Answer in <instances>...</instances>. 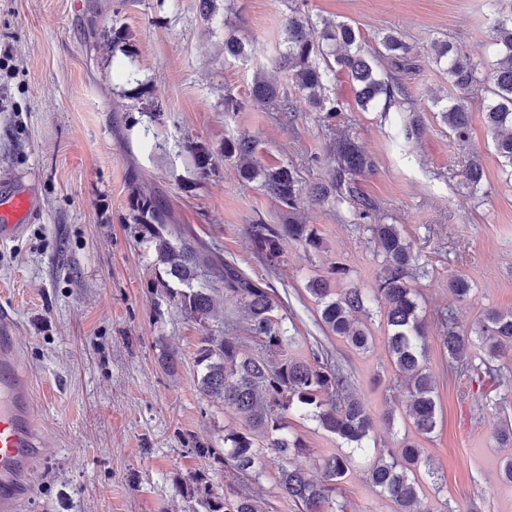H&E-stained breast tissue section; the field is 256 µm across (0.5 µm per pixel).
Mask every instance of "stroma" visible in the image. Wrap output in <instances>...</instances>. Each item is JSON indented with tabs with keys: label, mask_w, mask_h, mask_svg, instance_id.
Instances as JSON below:
<instances>
[{
	"label": "stroma",
	"mask_w": 512,
	"mask_h": 512,
	"mask_svg": "<svg viewBox=\"0 0 512 512\" xmlns=\"http://www.w3.org/2000/svg\"><path fill=\"white\" fill-rule=\"evenodd\" d=\"M299 5L313 20L352 24L366 48L378 47L387 31L410 45L407 85L421 107L420 138L405 140V113L358 109L342 73L326 84L327 96L344 106L333 128L297 90L289 92L291 119L252 98L256 72L269 69ZM232 36L250 49L248 59H225ZM437 40L453 41L489 72L487 0H214L207 15L199 0H0V48L11 55L0 69V174L35 175L41 209L23 236L0 243V308L16 321L22 367L50 436L24 512H205L188 487L197 474L215 496L240 490L267 512H298L276 494V464L244 485L208 454L242 421L201 392L198 349L225 324L244 326V312L220 283L203 322L169 296L155 250L133 220L142 184L164 201L173 223L271 283L296 338L284 356L309 358L319 342L351 368L373 419L371 438L384 448L397 447L411 428L405 383L387 358L386 307L367 303L361 320L374 340L359 352L322 326L307 285L342 263L351 283L373 288L381 258L369 227L397 225L428 271L416 287L437 426L419 440L435 474L421 503L435 512H512V486L499 477L512 448L492 437L512 420V355L500 360L497 378L452 375L437 320L449 311L468 328L485 309L512 311V177L487 130V86L469 93L467 142L442 122L440 107L459 92L433 59ZM121 68L134 82L118 77ZM229 96L238 102L232 111ZM339 127L373 161L357 187L375 210L363 218L349 200L304 196L292 217L314 229L319 248L285 243L280 265L268 267L248 228L291 217L260 181L245 182L225 160V139L252 136L262 167L293 165L309 187L327 181ZM199 145L212 154L206 174L193 154ZM474 154L484 169L475 189L465 180ZM452 275L470 281L466 300L449 293ZM287 422L310 450L311 475L347 450L310 418L293 414ZM342 493L349 512L395 510L359 469Z\"/></svg>",
	"instance_id": "35a3bbf8"
}]
</instances>
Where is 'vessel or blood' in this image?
Instances as JSON below:
<instances>
[{
    "label": "vessel or blood",
    "mask_w": 512,
    "mask_h": 512,
    "mask_svg": "<svg viewBox=\"0 0 512 512\" xmlns=\"http://www.w3.org/2000/svg\"><path fill=\"white\" fill-rule=\"evenodd\" d=\"M39 215L34 180L0 178V242L21 236ZM17 325L0 310V512H22L35 487L46 437L36 419L33 386L20 367Z\"/></svg>",
    "instance_id": "obj_1"
}]
</instances>
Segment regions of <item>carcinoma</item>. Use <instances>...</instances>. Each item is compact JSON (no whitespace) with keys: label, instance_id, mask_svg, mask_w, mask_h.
Instances as JSON below:
<instances>
[{"label":"carcinoma","instance_id":"1","mask_svg":"<svg viewBox=\"0 0 512 512\" xmlns=\"http://www.w3.org/2000/svg\"><path fill=\"white\" fill-rule=\"evenodd\" d=\"M494 12L491 41L497 60L490 73L493 99L485 109V119L504 166L512 168V0H490ZM311 19L300 9L291 11L285 24L283 48L273 61V68L288 75L294 87L305 93L308 101L327 123L336 121L343 105L324 95L325 81L336 70L344 71L356 83V103L366 111L394 106L409 113L406 137H419L423 132L420 115L404 79L409 49L392 32L383 35L381 44L390 59L391 69L381 74L378 60L360 43L359 32L348 23H325L317 37ZM436 62L444 63L452 85L468 93L476 86L478 67L451 43L435 46ZM224 55L245 59L248 51L243 42L224 41ZM251 96L274 104L281 112L294 111L293 100L281 83L259 73L255 76ZM443 123L456 139H469L470 112L465 98L460 97L443 107ZM255 142L246 135L224 141V158L235 159L241 175L252 180L262 178V185L280 208L293 215L299 208L303 187L294 169L282 165L260 170L254 161ZM372 167V160L348 135L336 137L329 166V180L314 189L318 199L329 196L355 197L362 211L375 208L374 203L359 196L356 177ZM135 223L141 226L142 238L154 246L157 261L163 266L168 281L177 287L169 289L181 306L199 320L212 311L211 287L224 285L231 297L243 304L247 313L244 336H205L199 349L198 362L204 365L201 390L209 397L224 401L242 418L240 429L224 434V455L217 459L224 470L237 479L258 478L264 472L268 457L278 462V495L300 507V512H348V502L339 484L354 466L355 455L367 448L372 419L362 398L356 392L350 374L324 348L311 350V358L273 359L269 353L296 343L288 335L282 318L276 315L277 304L271 286L244 275L237 266L227 263L207 244L199 241L192 230L170 223L167 206L145 187L138 190ZM372 236L381 248L380 272L374 298L387 309V350L397 375L407 381L406 416L415 431L422 435L433 432L437 420L434 380L426 356V340L418 295L412 282L426 275L401 236L395 224L370 226ZM255 251L269 266L284 256V243L296 242L304 249H317L320 242L307 224L288 221L267 224L256 221L249 227ZM348 269L341 263L330 269V276L310 281L308 291L320 305L321 320L332 334L354 349L366 351L371 336L366 325L355 314L366 310L364 289L352 284L333 289L347 280ZM448 291L459 301L471 292L470 282L463 276L448 278ZM444 328L441 345L452 369L493 374L494 362L512 350V312L487 309L477 325L460 328L453 315H441ZM249 345L253 352L244 349ZM480 363H475V360ZM297 412L315 420L324 430L335 434L349 445V452L337 454L324 462L320 478L309 475L299 458L307 455L300 438H290L286 418ZM423 450L402 438L399 448H379L367 466L366 479L395 506V512H432L419 507L420 467ZM191 492L205 505L206 512H265L257 500L235 491L224 497L213 496L202 476L192 478Z\"/></svg>","mask_w":512,"mask_h":512}]
</instances>
